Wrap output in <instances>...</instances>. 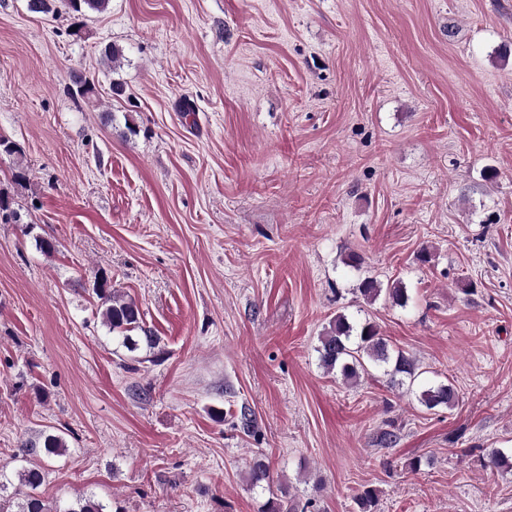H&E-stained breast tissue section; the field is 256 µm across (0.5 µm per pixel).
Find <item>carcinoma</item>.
<instances>
[{
  "mask_svg": "<svg viewBox=\"0 0 512 512\" xmlns=\"http://www.w3.org/2000/svg\"><path fill=\"white\" fill-rule=\"evenodd\" d=\"M60 2L69 12L83 16L88 11L103 13L107 11L110 0H27V9L33 13L47 14L55 12V2ZM72 93L84 100L94 95L95 85L79 71L69 75ZM21 220L18 212L11 209L9 197L0 192V223L17 224ZM360 294L375 300L385 295L395 306L404 308L409 301L406 286L395 281L387 287L377 280L366 277L358 286ZM94 293L103 307L102 317L110 330L122 334V343L135 349L143 342L148 347L158 346V338L142 326L141 311L138 304L116 293L108 279L100 275L95 281ZM321 366L327 371L339 370L346 382L357 381L360 373L374 367L383 370L392 388L407 387V392L418 391V401L428 410L456 406L459 394L453 380L432 381L420 379V372L415 359L408 353L394 348L385 339L378 326L369 321H351L344 314H338L330 323L329 330L319 337L317 347ZM66 453L63 439L48 434L43 444H27L22 449V461L25 465L17 471L18 481L26 488L23 499L17 503L18 512H48L39 488L45 481L44 468L31 461L33 457L61 456ZM486 465L502 472H512V449L491 448L486 453ZM270 477V464L262 453H255L250 465L252 485L259 486ZM377 502L376 491L366 488L357 495L356 504L359 512H373ZM62 512H121L110 510V506L95 498L85 495L76 498Z\"/></svg>",
  "mask_w": 512,
  "mask_h": 512,
  "instance_id": "carcinoma-1",
  "label": "carcinoma"
}]
</instances>
